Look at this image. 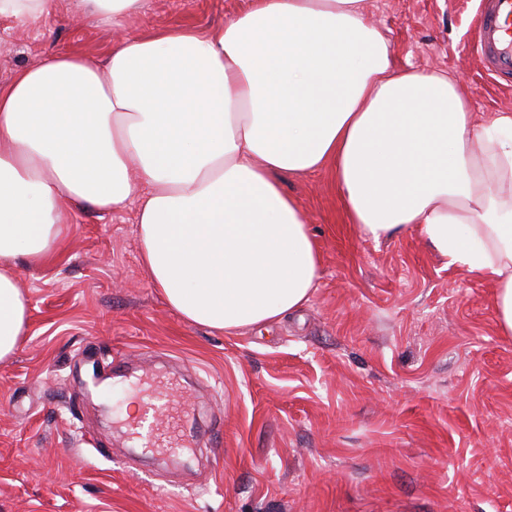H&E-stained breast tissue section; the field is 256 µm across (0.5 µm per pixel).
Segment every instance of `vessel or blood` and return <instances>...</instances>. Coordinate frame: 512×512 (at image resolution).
Masks as SVG:
<instances>
[{
	"mask_svg": "<svg viewBox=\"0 0 512 512\" xmlns=\"http://www.w3.org/2000/svg\"><path fill=\"white\" fill-rule=\"evenodd\" d=\"M478 51L484 64L496 75L512 77V0H481ZM143 422L154 424L156 417H165V426L154 433L142 435L137 425H129L128 436L132 446L147 445L165 451H189L206 445L208 432L186 426L171 404L162 403L161 388L148 389Z\"/></svg>",
	"mask_w": 512,
	"mask_h": 512,
	"instance_id": "obj_1",
	"label": "vessel or blood"
}]
</instances>
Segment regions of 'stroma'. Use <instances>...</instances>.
<instances>
[{
	"mask_svg": "<svg viewBox=\"0 0 512 512\" xmlns=\"http://www.w3.org/2000/svg\"><path fill=\"white\" fill-rule=\"evenodd\" d=\"M57 0L39 25L0 22V83L66 51L104 59L111 24ZM246 0H145L134 33L206 32ZM402 69L447 72L478 125L512 113V85L472 47L479 0H364ZM317 242L316 287L279 322L232 333L186 321L142 266L136 204L75 215L43 266L17 260L28 299L19 349L0 360V512H512V335L493 285L416 229L374 241L341 209L334 175L283 182ZM122 356L165 380L204 453L127 462L133 383Z\"/></svg>",
	"mask_w": 512,
	"mask_h": 512,
	"instance_id": "obj_1",
	"label": "stroma"
}]
</instances>
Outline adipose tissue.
<instances>
[{
  "label": "adipose tissue",
  "instance_id": "1",
  "mask_svg": "<svg viewBox=\"0 0 512 512\" xmlns=\"http://www.w3.org/2000/svg\"><path fill=\"white\" fill-rule=\"evenodd\" d=\"M124 28L144 0H75ZM448 75L397 70L363 0H247L220 27L122 36L0 84V360L24 334L15 261L38 266L86 206L137 202L140 259L187 321L231 332L302 307L320 264L282 182L335 173L373 240L415 227L495 287L512 335V113L476 128Z\"/></svg>",
  "mask_w": 512,
  "mask_h": 512
}]
</instances>
